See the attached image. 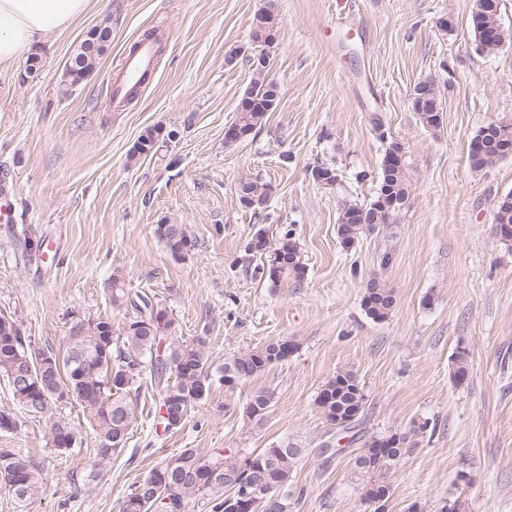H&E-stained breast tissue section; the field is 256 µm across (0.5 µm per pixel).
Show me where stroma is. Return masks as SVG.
Masks as SVG:
<instances>
[{
	"label": "stroma",
	"mask_w": 512,
	"mask_h": 512,
	"mask_svg": "<svg viewBox=\"0 0 512 512\" xmlns=\"http://www.w3.org/2000/svg\"><path fill=\"white\" fill-rule=\"evenodd\" d=\"M279 17L270 78L276 111L255 136L225 145L252 80V21ZM475 0H92L67 31L38 49L39 80L0 76V315L32 348L62 350L81 323L107 318L120 330L132 315L113 306L110 279L122 269L129 295L155 297L176 333L203 336L214 365L287 339L296 349L257 378L214 385L178 429L155 430L160 396L142 380L124 450L88 480L92 434L73 401L51 418L20 416L0 448L34 456L46 489L27 506L0 493V512H121L124 497L183 448L247 454L286 441L302 448L290 512H373L359 499L353 461L375 435L427 423L420 447L391 479L386 512H512V248L494 232L497 200L512 192V157L473 170L469 145L491 123L512 122V45L487 56L471 29ZM453 26L441 30L439 19ZM99 25L112 42L96 70L71 86L65 69ZM156 33L159 63L138 95L115 104L120 59ZM244 55L226 62L230 47ZM436 80L443 119L424 127L411 107L414 86ZM164 125L176 139L132 158L142 130ZM403 145L416 184L392 223L352 247L337 235L343 203L372 201L385 147ZM335 168L326 188L312 168ZM271 187L263 216L238 198L240 181ZM185 225L194 246L173 255L156 224ZM292 231L305 267L280 284L255 277L245 248L257 230ZM30 238L57 245L26 261ZM391 255L381 268L383 255ZM383 275L397 296L391 315L369 318L361 299ZM468 354L469 376L453 378ZM353 372L367 403L359 433L333 437L315 400L336 374ZM259 388L275 401L248 417ZM77 433L58 455L48 421Z\"/></svg>",
	"instance_id": "1"
}]
</instances>
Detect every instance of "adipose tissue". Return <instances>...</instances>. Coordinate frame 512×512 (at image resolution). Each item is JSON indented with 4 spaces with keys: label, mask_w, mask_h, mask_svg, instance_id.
I'll use <instances>...</instances> for the list:
<instances>
[{
    "label": "adipose tissue",
    "mask_w": 512,
    "mask_h": 512,
    "mask_svg": "<svg viewBox=\"0 0 512 512\" xmlns=\"http://www.w3.org/2000/svg\"><path fill=\"white\" fill-rule=\"evenodd\" d=\"M91 0H0V73L12 70L47 35L68 29Z\"/></svg>",
    "instance_id": "1"
}]
</instances>
